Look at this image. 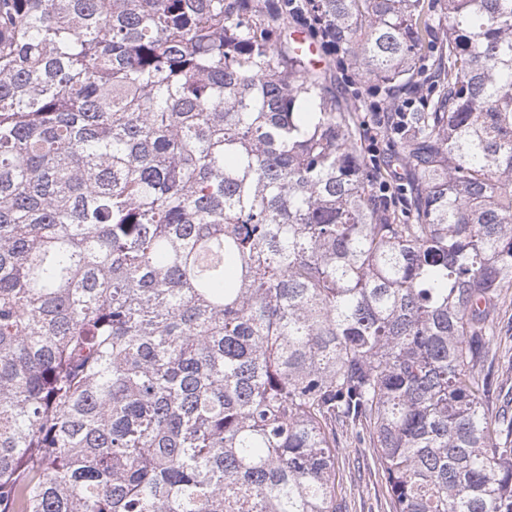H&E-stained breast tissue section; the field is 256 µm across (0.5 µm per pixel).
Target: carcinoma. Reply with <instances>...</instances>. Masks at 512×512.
I'll list each match as a JSON object with an SVG mask.
<instances>
[{
    "label": "carcinoma",
    "mask_w": 512,
    "mask_h": 512,
    "mask_svg": "<svg viewBox=\"0 0 512 512\" xmlns=\"http://www.w3.org/2000/svg\"><path fill=\"white\" fill-rule=\"evenodd\" d=\"M511 282L512 0H0V512H512ZM340 54V50L336 47V55L337 60L336 62H332L329 57H324L326 62L328 63L330 61L331 64V71L332 79H334V87H336V96L338 97L339 101L342 104H348L351 105L352 108L354 106L360 105V100L365 99L370 102H373L375 100H378V97H372V92L370 89H373L370 84L363 82L361 79L357 78L354 75V71L349 65V70L347 73V76H343L342 73H340L337 70V65L341 68H347V65L344 61L343 56H338ZM337 63V65H336ZM346 77H349L352 79L354 85L347 82ZM359 96V97H358ZM357 112H358L357 114H358L359 125H360V138L362 140V148H363L366 156H367L366 148L369 150V145H370L369 140L371 141V143H373V145H376L377 141H378L377 146L379 148V151L377 154L380 153L379 154V165L381 166V169L384 170L389 176H392L394 183L397 182V183L405 184L410 178V171L407 169H404L402 166H400L398 164H394L393 167H390V169H392L393 173L395 174V177H394V175L390 172V169L387 167V162H386L387 149H386V144H385V141L383 140V137L380 136L379 139L377 140V133L371 134L373 130L380 128L381 127L380 124H382L381 121H379V119H378L379 116H376L377 113H380L379 108L376 107L375 105H372V108L368 111V112H375V113H372L371 123L368 119L363 124L364 128L366 129L367 133L369 134V139L366 136V131H364L362 128V122L364 120V117L371 116V113L366 112V110L361 107L358 108ZM497 322L503 328V336H509L507 347H510V353L508 356L503 358L501 352L498 353V356L494 358L492 361V365L489 368L493 378H494V387L497 388V391L501 390V396L505 395L509 392V396H504L509 399L512 398V393L510 394V390H512V371H511V355H512V332H511V323H512V288H508L507 296L504 302L500 305L499 310L497 311ZM506 404V400H505ZM335 490L348 512H392L389 488L373 448L345 435L336 448Z\"/></svg>",
    "instance_id": "obj_1"
}]
</instances>
